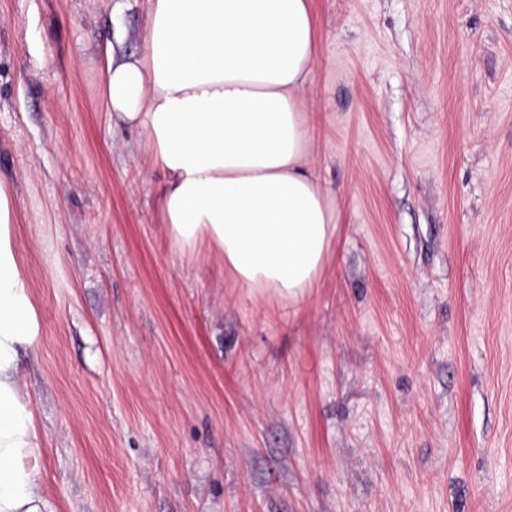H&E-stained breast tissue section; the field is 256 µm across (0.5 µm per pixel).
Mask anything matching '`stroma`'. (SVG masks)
Returning a JSON list of instances; mask_svg holds the SVG:
<instances>
[{"label":"stroma","mask_w":512,"mask_h":512,"mask_svg":"<svg viewBox=\"0 0 512 512\" xmlns=\"http://www.w3.org/2000/svg\"><path fill=\"white\" fill-rule=\"evenodd\" d=\"M147 0H0L19 358L58 512H512V0H313L334 247L291 302L181 253L101 72Z\"/></svg>","instance_id":"1"}]
</instances>
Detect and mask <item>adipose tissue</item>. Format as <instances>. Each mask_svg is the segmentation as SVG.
<instances>
[{"mask_svg":"<svg viewBox=\"0 0 512 512\" xmlns=\"http://www.w3.org/2000/svg\"><path fill=\"white\" fill-rule=\"evenodd\" d=\"M150 2L139 54L115 31L102 82L113 122L138 132L165 175L157 208L167 237L185 252H216L249 288L301 300L339 222L335 192L310 167L307 90L321 46L312 0ZM37 333L0 178V512H56L42 494L18 363Z\"/></svg>","mask_w":512,"mask_h":512,"instance_id":"1","label":"adipose tissue"}]
</instances>
